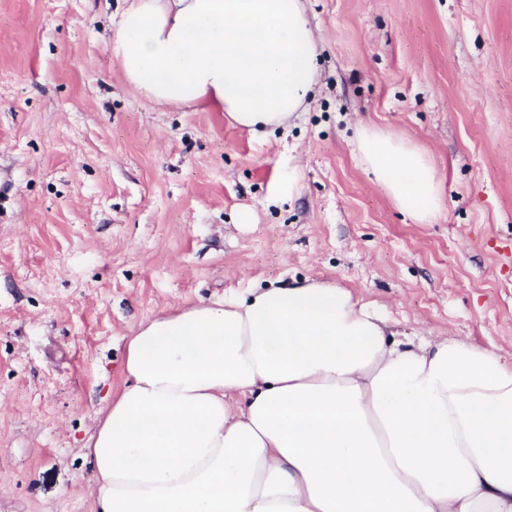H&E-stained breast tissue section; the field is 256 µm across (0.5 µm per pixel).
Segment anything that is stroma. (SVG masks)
<instances>
[{"label": "stroma", "instance_id": "stroma-1", "mask_svg": "<svg viewBox=\"0 0 512 512\" xmlns=\"http://www.w3.org/2000/svg\"><path fill=\"white\" fill-rule=\"evenodd\" d=\"M123 0H0V512H92L85 444L126 336L328 279L399 334L512 355V0H305L320 81L287 127L163 107L107 44ZM423 152L428 223L355 151Z\"/></svg>", "mask_w": 512, "mask_h": 512}]
</instances>
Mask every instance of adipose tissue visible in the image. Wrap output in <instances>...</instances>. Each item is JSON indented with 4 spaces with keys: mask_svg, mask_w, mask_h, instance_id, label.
<instances>
[{
    "mask_svg": "<svg viewBox=\"0 0 512 512\" xmlns=\"http://www.w3.org/2000/svg\"><path fill=\"white\" fill-rule=\"evenodd\" d=\"M108 46L155 104L287 125L319 84L303 0H124ZM359 155L418 223L435 168L360 129ZM86 455L94 512H512V358L398 336L307 278L185 305L127 337Z\"/></svg>",
    "mask_w": 512,
    "mask_h": 512,
    "instance_id": "1",
    "label": "adipose tissue"
}]
</instances>
